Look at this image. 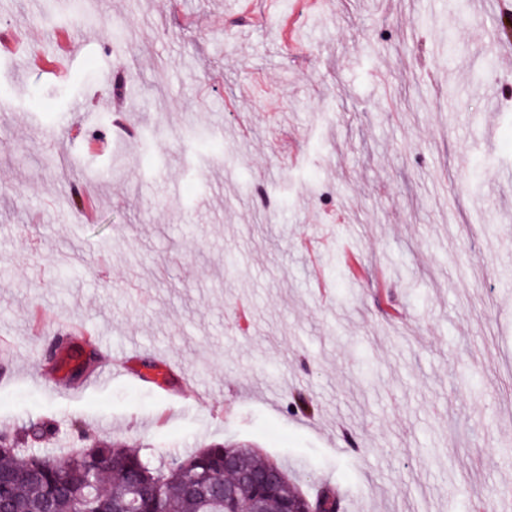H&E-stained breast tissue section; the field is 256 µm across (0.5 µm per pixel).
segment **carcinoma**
<instances>
[{
  "label": "carcinoma",
  "mask_w": 512,
  "mask_h": 512,
  "mask_svg": "<svg viewBox=\"0 0 512 512\" xmlns=\"http://www.w3.org/2000/svg\"><path fill=\"white\" fill-rule=\"evenodd\" d=\"M48 422L0 433V512H284L288 504L313 512H343L337 489L300 493L289 480L261 489L229 482L224 490L225 445L203 448L156 467L136 446L84 437L80 448L55 455L29 445L55 438ZM238 469L253 474L284 472L275 459L234 448Z\"/></svg>",
  "instance_id": "obj_1"
}]
</instances>
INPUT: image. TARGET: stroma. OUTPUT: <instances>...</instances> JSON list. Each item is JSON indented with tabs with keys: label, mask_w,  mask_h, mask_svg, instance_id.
<instances>
[{
	"label": "stroma",
	"mask_w": 512,
	"mask_h": 512,
	"mask_svg": "<svg viewBox=\"0 0 512 512\" xmlns=\"http://www.w3.org/2000/svg\"><path fill=\"white\" fill-rule=\"evenodd\" d=\"M92 10L0 0V429L157 464L245 446L346 512H512V114L476 78L494 15Z\"/></svg>",
	"instance_id": "obj_1"
}]
</instances>
